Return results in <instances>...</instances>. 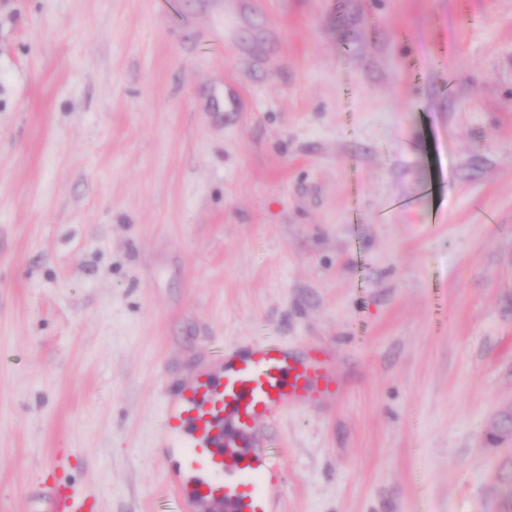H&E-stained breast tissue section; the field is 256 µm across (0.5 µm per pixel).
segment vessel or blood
Instances as JSON below:
<instances>
[{
	"label": "vessel or blood",
	"mask_w": 512,
	"mask_h": 512,
	"mask_svg": "<svg viewBox=\"0 0 512 512\" xmlns=\"http://www.w3.org/2000/svg\"><path fill=\"white\" fill-rule=\"evenodd\" d=\"M340 390L322 350L298 357L273 341L196 372L176 390L166 416L165 437L183 454L180 496L205 510L219 499L226 512H273L274 463L260 451L225 441V428L246 438L279 412Z\"/></svg>",
	"instance_id": "1"
}]
</instances>
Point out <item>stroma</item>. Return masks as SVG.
I'll return each instance as SVG.
<instances>
[{
    "mask_svg": "<svg viewBox=\"0 0 512 512\" xmlns=\"http://www.w3.org/2000/svg\"><path fill=\"white\" fill-rule=\"evenodd\" d=\"M224 2L0 0V512H200L168 395L262 341L342 379L274 512H496L512 0Z\"/></svg>",
    "mask_w": 512,
    "mask_h": 512,
    "instance_id": "obj_1",
    "label": "stroma"
}]
</instances>
